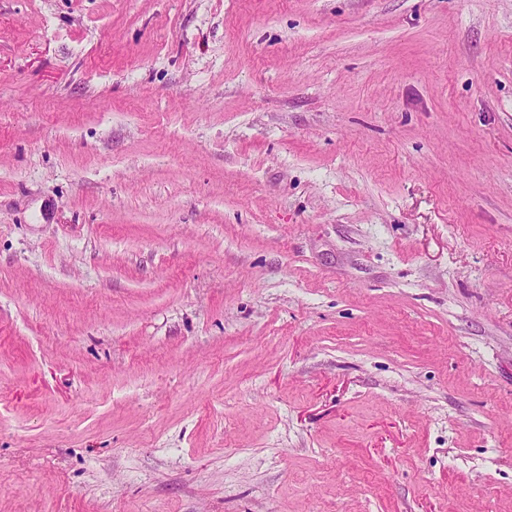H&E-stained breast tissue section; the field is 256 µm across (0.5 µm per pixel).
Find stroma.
I'll return each instance as SVG.
<instances>
[{
  "mask_svg": "<svg viewBox=\"0 0 512 512\" xmlns=\"http://www.w3.org/2000/svg\"><path fill=\"white\" fill-rule=\"evenodd\" d=\"M0 512H512V0H0Z\"/></svg>",
  "mask_w": 512,
  "mask_h": 512,
  "instance_id": "35a3bbf8",
  "label": "stroma"
}]
</instances>
